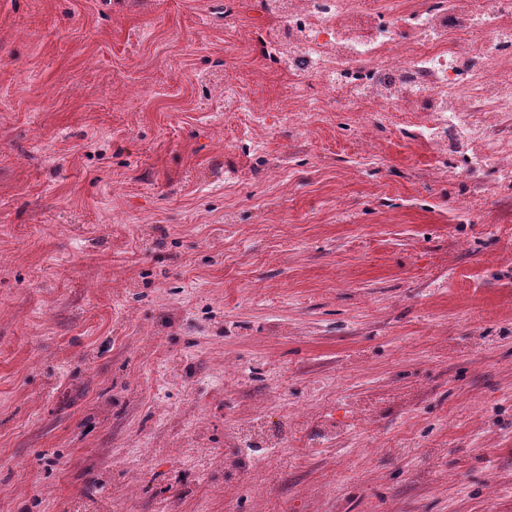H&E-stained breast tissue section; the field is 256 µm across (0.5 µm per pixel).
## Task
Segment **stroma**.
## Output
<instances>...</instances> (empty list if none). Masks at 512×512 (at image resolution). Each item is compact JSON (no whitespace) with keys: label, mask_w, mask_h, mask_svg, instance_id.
Instances as JSON below:
<instances>
[{"label":"stroma","mask_w":512,"mask_h":512,"mask_svg":"<svg viewBox=\"0 0 512 512\" xmlns=\"http://www.w3.org/2000/svg\"><path fill=\"white\" fill-rule=\"evenodd\" d=\"M276 26L0 0V512H512V199L348 112L226 148L225 69L318 96ZM259 410L285 455L234 445Z\"/></svg>","instance_id":"35a3bbf8"}]
</instances>
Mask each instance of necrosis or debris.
Here are the masks:
<instances>
[{
  "label": "necrosis or debris",
  "instance_id": "4bbe7bcc",
  "mask_svg": "<svg viewBox=\"0 0 512 512\" xmlns=\"http://www.w3.org/2000/svg\"><path fill=\"white\" fill-rule=\"evenodd\" d=\"M279 28L271 67L314 83L320 111L360 126L399 113L440 176L488 166L496 199L512 188V0H262Z\"/></svg>",
  "mask_w": 512,
  "mask_h": 512
}]
</instances>
